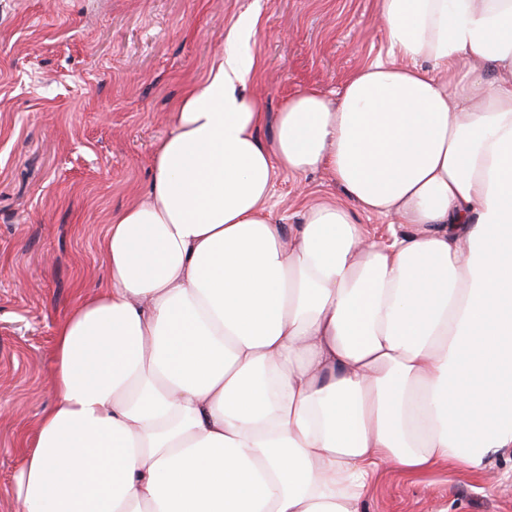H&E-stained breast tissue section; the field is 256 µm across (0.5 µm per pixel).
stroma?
Returning <instances> with one entry per match:
<instances>
[{
    "instance_id": "1",
    "label": "stroma",
    "mask_w": 512,
    "mask_h": 512,
    "mask_svg": "<svg viewBox=\"0 0 512 512\" xmlns=\"http://www.w3.org/2000/svg\"><path fill=\"white\" fill-rule=\"evenodd\" d=\"M377 0H0V512L16 441L54 402L55 327L82 290L106 280L101 240L113 213L138 202L157 143L184 89L209 71L243 15L256 19L249 89L269 119L288 96L336 98L365 61L384 56ZM326 173L276 172L279 224L341 197ZM488 491L476 474L439 468L420 480L385 469L361 512H512V451Z\"/></svg>"
}]
</instances>
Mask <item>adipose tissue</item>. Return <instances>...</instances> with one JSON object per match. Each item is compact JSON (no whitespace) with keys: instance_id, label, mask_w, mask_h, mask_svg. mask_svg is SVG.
Segmentation results:
<instances>
[{"instance_id":"obj_1","label":"adipose tissue","mask_w":512,"mask_h":512,"mask_svg":"<svg viewBox=\"0 0 512 512\" xmlns=\"http://www.w3.org/2000/svg\"><path fill=\"white\" fill-rule=\"evenodd\" d=\"M385 58L265 140L241 16L56 326L21 512H360L512 448V0H377ZM343 197L274 223L273 178ZM395 219L390 241L358 214Z\"/></svg>"}]
</instances>
